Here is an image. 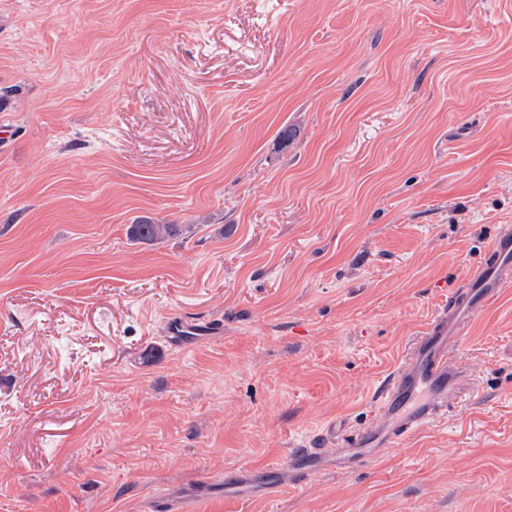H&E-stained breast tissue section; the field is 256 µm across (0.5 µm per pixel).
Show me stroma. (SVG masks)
I'll return each instance as SVG.
<instances>
[{"label": "stroma", "instance_id": "35a3bbf8", "mask_svg": "<svg viewBox=\"0 0 512 512\" xmlns=\"http://www.w3.org/2000/svg\"><path fill=\"white\" fill-rule=\"evenodd\" d=\"M508 229L512 0H0V512H512V286L459 411L259 473ZM180 224H155L150 220H140L132 224V235L141 241L157 242L181 232Z\"/></svg>", "mask_w": 512, "mask_h": 512}]
</instances>
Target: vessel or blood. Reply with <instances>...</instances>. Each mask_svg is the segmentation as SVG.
Wrapping results in <instances>:
<instances>
[{
	"instance_id": "vessel-or-blood-1",
	"label": "vessel or blood",
	"mask_w": 512,
	"mask_h": 512,
	"mask_svg": "<svg viewBox=\"0 0 512 512\" xmlns=\"http://www.w3.org/2000/svg\"><path fill=\"white\" fill-rule=\"evenodd\" d=\"M512 284V232L499 234L464 288L452 293L420 336L410 344L373 402L381 418L379 449L403 445L413 435L446 417L453 388L465 370L449 357L479 311L502 288ZM336 450V463L353 467L371 458L363 438H340L335 427L325 428L318 442L298 449L299 478H306L325 448Z\"/></svg>"
}]
</instances>
